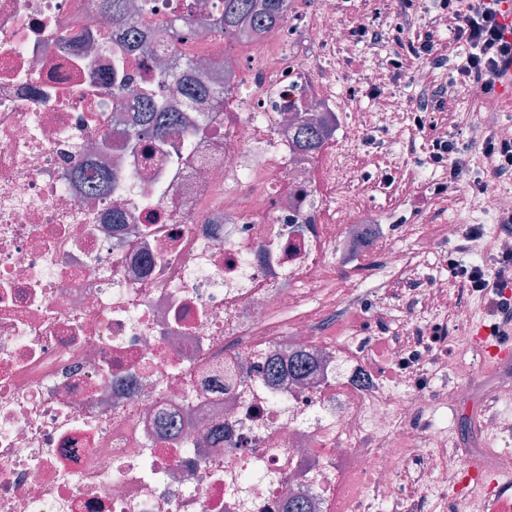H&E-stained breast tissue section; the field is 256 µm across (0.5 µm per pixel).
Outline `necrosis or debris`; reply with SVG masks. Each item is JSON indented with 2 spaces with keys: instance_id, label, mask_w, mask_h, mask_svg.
<instances>
[{
  "instance_id": "1",
  "label": "necrosis or debris",
  "mask_w": 512,
  "mask_h": 512,
  "mask_svg": "<svg viewBox=\"0 0 512 512\" xmlns=\"http://www.w3.org/2000/svg\"><path fill=\"white\" fill-rule=\"evenodd\" d=\"M128 2L150 21L133 43L103 0H0V512H284L292 492L312 512H434L477 459L512 489V451L484 440L498 420L448 440L445 407L507 400L512 363L432 391L472 339L458 290L420 282L424 225L406 227L419 253L394 244L358 184L382 148L324 67L352 49L336 0H289L281 28L240 40L208 23L223 0ZM187 63L205 94L167 78ZM148 108L183 122L155 136ZM298 113L337 134L301 152ZM379 280L397 299L377 319L450 317L424 361L400 328L388 380L355 337L321 334Z\"/></svg>"
}]
</instances>
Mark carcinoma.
<instances>
[{
    "label": "carcinoma",
    "mask_w": 512,
    "mask_h": 512,
    "mask_svg": "<svg viewBox=\"0 0 512 512\" xmlns=\"http://www.w3.org/2000/svg\"><path fill=\"white\" fill-rule=\"evenodd\" d=\"M289 0H224V12L214 19V27L229 39L250 37L270 32L280 25L288 14ZM112 12V24L134 36L143 29L142 24L127 15L125 0H106ZM144 117L157 135L166 134L174 124V117L167 112H146ZM328 134L323 125H315L304 119L299 121L298 146L312 153L325 142Z\"/></svg>",
    "instance_id": "obj_1"
}]
</instances>
